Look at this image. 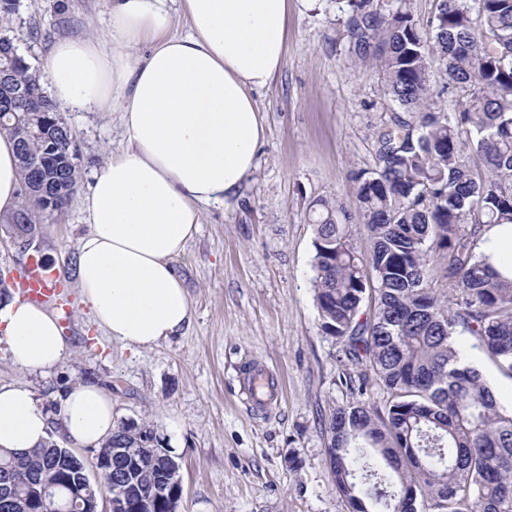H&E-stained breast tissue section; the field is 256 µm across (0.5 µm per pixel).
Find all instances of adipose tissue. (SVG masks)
<instances>
[{
    "label": "adipose tissue",
    "mask_w": 512,
    "mask_h": 512,
    "mask_svg": "<svg viewBox=\"0 0 512 512\" xmlns=\"http://www.w3.org/2000/svg\"><path fill=\"white\" fill-rule=\"evenodd\" d=\"M185 34H171L168 0H111L102 36L62 37L45 63L54 100L74 112H119L122 145L79 199L87 231L75 276L84 304L116 342L139 349L185 335L192 300L175 267L202 207L234 198L256 166L266 130L255 98L281 72L288 0H178ZM146 46L144 55L134 50ZM20 203L13 140L0 135V214ZM480 250L512 279V224ZM0 336L30 373L63 364L56 317L20 300L0 305ZM59 430L100 446L117 428L112 398L79 382L58 397ZM50 417L26 384L0 385V448L42 444Z\"/></svg>",
    "instance_id": "adipose-tissue-1"
}]
</instances>
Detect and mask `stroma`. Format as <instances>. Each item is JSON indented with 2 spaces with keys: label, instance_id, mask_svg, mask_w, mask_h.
I'll use <instances>...</instances> for the list:
<instances>
[{
  "label": "stroma",
  "instance_id": "obj_1",
  "mask_svg": "<svg viewBox=\"0 0 512 512\" xmlns=\"http://www.w3.org/2000/svg\"><path fill=\"white\" fill-rule=\"evenodd\" d=\"M109 10L110 0H17L10 27L40 71L55 39L103 33ZM350 12L349 0H289L284 68L256 95L267 133L257 167L238 197L203 209L189 257L178 264L193 301L186 335L137 349L96 325L73 275L87 229L74 199L42 224L38 243L68 285L64 364L25 372L0 341V385L28 384L50 413L59 411V391L93 382L108 390L117 421L150 424L181 464L179 512H349L325 458L328 418L357 401L382 411L390 400L369 367L349 361L322 331L312 288L309 208L322 196L343 202L354 243L367 252L353 176L373 168V133L396 109L371 64L350 49ZM60 114L76 136L83 193L120 144L119 115ZM459 348L500 405L512 407V379L477 340L460 336ZM252 367L274 379L278 400L250 399Z\"/></svg>",
  "mask_w": 512,
  "mask_h": 512
}]
</instances>
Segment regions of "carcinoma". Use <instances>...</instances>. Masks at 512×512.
<instances>
[{"mask_svg":"<svg viewBox=\"0 0 512 512\" xmlns=\"http://www.w3.org/2000/svg\"><path fill=\"white\" fill-rule=\"evenodd\" d=\"M474 2L439 0L425 37L408 11L351 0L352 50L374 60L388 96L407 112L391 113L376 133L375 167L354 177L368 253L354 246L345 206L320 197L310 208L322 331L392 395L384 417L358 402L329 418L326 460L351 512H417L425 503L439 512H512V411L463 363L456 342L464 333L476 337L512 378V279L500 278L479 251L483 228L512 224V0ZM3 66L0 130L17 145L22 197L10 221L25 237L66 208L78 173L67 141L50 149L35 135L66 123L6 34ZM435 67L458 96L454 116L433 107ZM45 181L56 193L51 205L39 194ZM429 242L446 254L458 290L452 308L429 286ZM366 298L373 310L362 319ZM152 432L119 423L94 457L109 468L101 488L142 512L139 491L158 486L162 494L147 512H178L182 488L168 473L177 459L151 443ZM118 448L138 464L117 456ZM0 457L12 462L11 512H41L35 477L66 494L83 485L89 467L52 438Z\"/></svg>","mask_w":512,"mask_h":512,"instance_id":"cac0c4a2","label":"carcinoma"}]
</instances>
